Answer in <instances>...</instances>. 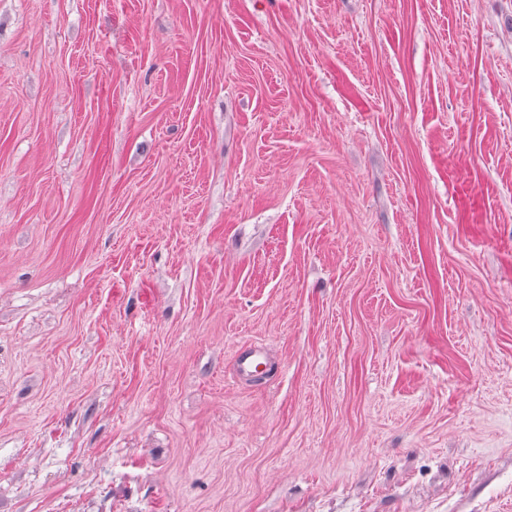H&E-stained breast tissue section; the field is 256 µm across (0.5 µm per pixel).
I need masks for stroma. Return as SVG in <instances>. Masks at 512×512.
I'll use <instances>...</instances> for the list:
<instances>
[{"label":"stroma","mask_w":512,"mask_h":512,"mask_svg":"<svg viewBox=\"0 0 512 512\" xmlns=\"http://www.w3.org/2000/svg\"><path fill=\"white\" fill-rule=\"evenodd\" d=\"M0 512H512V0H0ZM264 354L253 348H245L238 352L236 356V373L238 376H248L254 372L261 364Z\"/></svg>","instance_id":"35a3bbf8"}]
</instances>
